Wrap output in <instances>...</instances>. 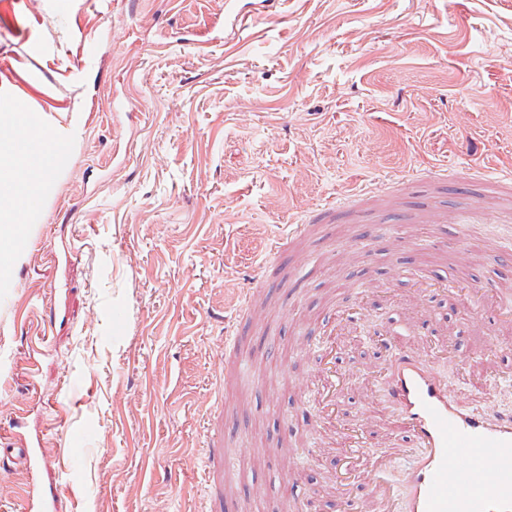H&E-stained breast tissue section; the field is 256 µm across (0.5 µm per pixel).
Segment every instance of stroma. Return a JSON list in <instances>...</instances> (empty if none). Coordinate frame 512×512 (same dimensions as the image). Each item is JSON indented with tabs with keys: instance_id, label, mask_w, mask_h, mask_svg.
<instances>
[{
	"instance_id": "stroma-1",
	"label": "stroma",
	"mask_w": 512,
	"mask_h": 512,
	"mask_svg": "<svg viewBox=\"0 0 512 512\" xmlns=\"http://www.w3.org/2000/svg\"><path fill=\"white\" fill-rule=\"evenodd\" d=\"M20 104L64 148L0 275V433L57 445L59 512H208L215 402L231 512H337L323 353L337 427L396 420L366 375L374 332L411 342L406 301L448 326L425 349L449 391L512 413L507 227L460 223L435 179L512 168V0H0ZM407 175L447 223L365 253L340 215L270 252L324 201L408 206Z\"/></svg>"
}]
</instances>
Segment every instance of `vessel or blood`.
Here are the masks:
<instances>
[{
  "instance_id": "vessel-or-blood-1",
  "label": "vessel or blood",
  "mask_w": 512,
  "mask_h": 512,
  "mask_svg": "<svg viewBox=\"0 0 512 512\" xmlns=\"http://www.w3.org/2000/svg\"><path fill=\"white\" fill-rule=\"evenodd\" d=\"M480 190L500 196L498 209L464 205L470 224L512 222V171L479 178ZM377 366L370 375L380 385L387 402L399 417L402 440L419 448V457L403 474L402 512H512V415L488 420L449 394L447 385L417 352L377 334ZM321 429L328 440H340L353 473L336 477L345 512H392L378 486L360 491L361 476L377 472L382 456L364 457V432L358 427L337 429L324 420ZM56 448L44 442L22 448H0V501L15 496L25 499L28 512H53L62 489L57 485L29 483L17 486L15 470L35 473L40 463L55 456ZM205 475L209 498L215 506L224 502V428L209 419L205 434Z\"/></svg>"
}]
</instances>
